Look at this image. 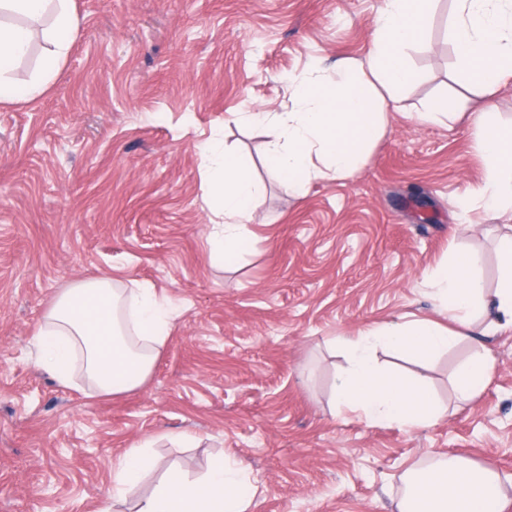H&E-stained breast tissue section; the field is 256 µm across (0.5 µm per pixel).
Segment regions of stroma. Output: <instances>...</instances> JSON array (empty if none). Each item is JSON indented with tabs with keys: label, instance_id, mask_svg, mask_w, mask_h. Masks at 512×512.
I'll use <instances>...</instances> for the list:
<instances>
[{
	"label": "stroma",
	"instance_id": "1",
	"mask_svg": "<svg viewBox=\"0 0 512 512\" xmlns=\"http://www.w3.org/2000/svg\"><path fill=\"white\" fill-rule=\"evenodd\" d=\"M66 58L32 101L0 103V512H103L112 471L141 440L136 512L168 470L198 483L217 459L257 486L248 512H396L405 472L451 455L512 477V332L488 342L483 392L450 378L472 350L405 359L446 407L419 429L371 426L334 403L341 346L367 325L436 318L432 270L476 253L486 288L512 217L473 205L486 163L468 113L512 125V80L493 102L457 81L452 0L404 51L416 80L352 176L303 194L265 163L261 128L313 63L365 53L384 0H74ZM438 97L465 118L419 121ZM261 188L239 259L208 240L213 132ZM464 225L458 236L448 227ZM108 276L155 288L173 328L138 388L60 386L36 331L63 288Z\"/></svg>",
	"mask_w": 512,
	"mask_h": 512
}]
</instances>
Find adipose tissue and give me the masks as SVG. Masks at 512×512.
Wrapping results in <instances>:
<instances>
[{
    "label": "adipose tissue",
    "instance_id": "1",
    "mask_svg": "<svg viewBox=\"0 0 512 512\" xmlns=\"http://www.w3.org/2000/svg\"><path fill=\"white\" fill-rule=\"evenodd\" d=\"M433 0H385L363 59L338 62L333 70L310 67L293 81L292 108L285 112H248L245 120L263 124L266 164L281 179L304 190L314 180L345 179L357 170L366 147L384 134L389 113L414 80L400 52L416 42ZM451 38L461 68L458 79L479 85L493 97L504 77L512 76V0H454ZM0 11L48 19L47 43L36 77L17 84L11 77L33 39L29 28L0 21V102L32 100L54 78L76 30L72 0H0ZM471 129L486 159L477 199L493 210L512 208V127L500 128L485 112L471 115ZM213 160L211 181L224 223L214 232L215 256L237 257L246 227L260 205V188L246 164L225 150L221 136L201 147ZM500 275L491 300H484L475 261L465 255L446 261L433 273L435 298L447 323L430 318L362 328L345 342L346 367L338 376L336 405L371 426L409 428L433 424L441 407L418 380L380 366L383 348L394 354L429 358L463 343L476 352L457 369L454 390L469 400L486 387L492 360L475 336L474 310L490 303L488 332L512 331V243L503 245ZM134 322L145 349L132 351L117 316L124 299L111 280L90 279L62 292L40 325L36 342L42 360L59 385H69L75 365L99 393L110 395L141 386L151 373L155 348L171 322L152 289L133 292ZM256 489L236 465L215 463L203 482L190 484L170 474L140 503L139 512H247ZM399 512H512L499 472L451 456L428 468L411 470Z\"/></svg>",
    "mask_w": 512,
    "mask_h": 512
}]
</instances>
